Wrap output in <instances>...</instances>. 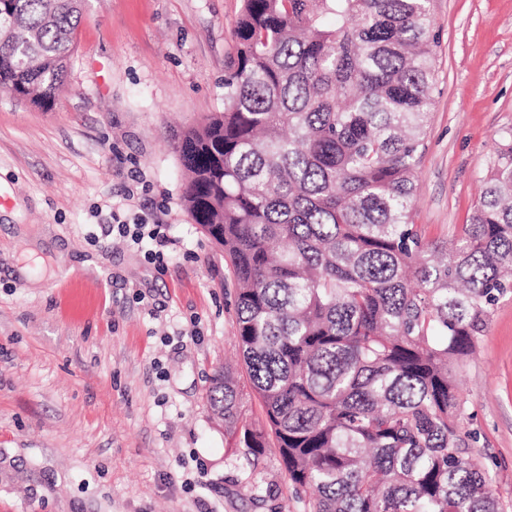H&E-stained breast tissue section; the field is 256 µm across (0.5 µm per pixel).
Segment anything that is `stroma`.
I'll use <instances>...</instances> for the list:
<instances>
[{
  "label": "stroma",
  "instance_id": "stroma-1",
  "mask_svg": "<svg viewBox=\"0 0 512 512\" xmlns=\"http://www.w3.org/2000/svg\"><path fill=\"white\" fill-rule=\"evenodd\" d=\"M243 5L85 0L53 108L0 91V512L305 510L277 455L252 479L226 458L207 400L237 361L235 288L185 207L177 141L224 109ZM431 19L413 218L449 239L512 128V0H431ZM116 218L159 225L164 262ZM457 379L461 434L510 505L512 297Z\"/></svg>",
  "mask_w": 512,
  "mask_h": 512
}]
</instances>
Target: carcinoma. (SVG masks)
I'll list each match as a JSON object with an SVG mask.
<instances>
[{"label":"carcinoma","instance_id":"cac0c4a2","mask_svg":"<svg viewBox=\"0 0 512 512\" xmlns=\"http://www.w3.org/2000/svg\"><path fill=\"white\" fill-rule=\"evenodd\" d=\"M82 16L0 0V90L52 107ZM234 38L224 111L178 144L236 288L240 364L208 394L225 452L254 474L275 451L307 512H506L467 455L456 370L512 294V129L469 223L431 240L412 220L430 0H244Z\"/></svg>","mask_w":512,"mask_h":512}]
</instances>
